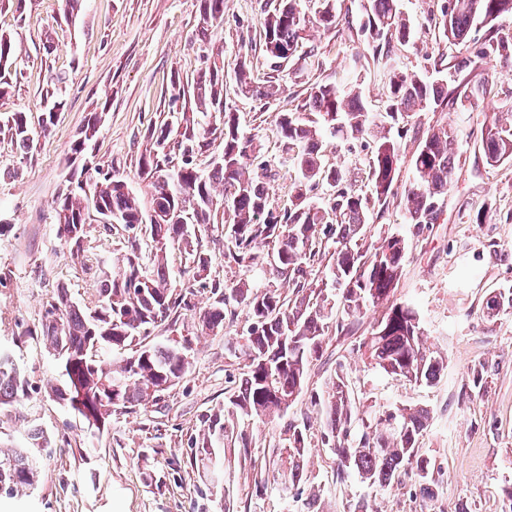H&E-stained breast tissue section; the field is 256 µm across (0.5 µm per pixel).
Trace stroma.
<instances>
[{"label":"stroma","instance_id":"35a3bbf8","mask_svg":"<svg viewBox=\"0 0 512 512\" xmlns=\"http://www.w3.org/2000/svg\"><path fill=\"white\" fill-rule=\"evenodd\" d=\"M261 3L224 0V22L212 27L203 42L197 36L198 0H82L69 22L61 0H0V32L15 39L17 70L8 94L0 97V117L25 111L34 125L42 100L56 92L64 101L58 120L32 153L20 154L8 135L0 134V351L12 356L31 393L0 408V448L28 449L40 471L31 489L0 499V512H300L299 503L280 486L257 489L239 460H231L223 488L216 492L188 463L205 420L228 401L244 370L226 342L241 333L243 321L216 336L198 327L200 311L214 300L211 282L288 286L269 269L248 270L225 259L228 225L207 224L196 233L193 246L207 261L205 272H197L184 252L169 256L170 284L188 303L153 328L149 340L186 343L190 349L184 377L160 400L131 413H113L104 429L88 428L49 396L50 387L63 381L62 360L34 334L58 289H67L79 306L95 307L97 282L131 250L145 256L151 248L142 225L132 230L120 224L86 225L78 251L57 236L54 200L70 164L69 146L88 113L104 114L94 139V166L125 179L141 202H148L139 161L151 129L173 114L195 110L192 99L174 90L173 76L190 80L210 61L222 59L226 102L241 129L259 144L260 160L274 172L270 185L280 208L288 202L290 179L277 137L278 112L301 104L309 84L353 76L367 107L384 109L372 51L358 32L361 0H339L335 30L310 29L319 63L297 84L269 66L260 40ZM440 4L402 0L413 37L401 47L400 59L429 77L435 74L432 57L449 59L457 53L439 38ZM243 59L257 82H279L277 101L237 95L234 75ZM62 73L67 83L55 85ZM471 78L490 88L479 107L420 112L396 132L395 194L383 212L372 213L367 226L371 239L394 234L407 242L392 299L415 308L425 340L443 353L439 381L416 386L372 369L354 353V345L370 335L384 313L383 307H371L355 319L351 334L329 333L324 354L309 365L304 392L290 411L291 417L300 416L310 393L321 390L339 368L364 406L430 409L421 448L441 464L443 479L433 512H501L502 489L512 484V313L490 319L482 312L490 293L512 289V164L489 166L479 149L487 113L512 110V67L487 64L474 76L460 75L453 90L465 91ZM446 124L459 132L454 176L436 219L417 227L408 224L403 208L413 180L410 160L429 130ZM372 152V141L364 137L339 146L334 155L351 170L356 188L368 184ZM479 363L486 383L474 393L469 372ZM35 427L43 430L46 448L30 440ZM308 436L304 476L322 490L320 512H348L360 497L373 512H424L410 480L386 491L353 477L337 482L319 426H312Z\"/></svg>","mask_w":512,"mask_h":512}]
</instances>
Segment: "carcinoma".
Returning a JSON list of instances; mask_svg holds the SVG:
<instances>
[{
    "label": "carcinoma",
    "instance_id": "1",
    "mask_svg": "<svg viewBox=\"0 0 512 512\" xmlns=\"http://www.w3.org/2000/svg\"><path fill=\"white\" fill-rule=\"evenodd\" d=\"M338 0H264L260 38L263 51L277 68H289L299 78L306 64L295 62L303 47L308 26L324 30L336 27ZM202 20L198 37L224 21V0H199ZM512 18V0H442L438 30L458 47L454 68L462 73L491 61L512 63V31L499 29L483 42L471 38L473 28ZM367 46L377 51L384 72L386 110L370 111L362 100L360 84L335 82L313 84L303 103L293 111L278 113L277 129L285 160L291 162L288 206L272 207L270 185L250 173L258 158L257 145L245 136L236 113L221 108L224 97V63L213 62L191 82L196 112L183 115L172 128L164 123L154 128L151 143L142 155L141 175L149 181L150 207L180 212L166 224H151L150 263H142L135 251L98 284V305L87 312L72 303L65 289L47 303L45 320L37 335L49 349L75 361L65 381L52 387L54 397L85 421L97 418L108 423L112 413L127 412L161 397L162 383L176 385L187 369V347L144 342L147 330L168 319L181 305L174 296L168 275V257L173 249L188 250L191 235L184 224L201 226L220 220L231 225L224 257L241 267L265 263L260 247H276L273 274L285 278L292 292L277 288H252L238 282L224 285V294L198 316L200 330L217 334L232 316L228 306L235 301L246 310V329L228 339L247 360L240 386L224 407L227 414L261 422L288 415L295 391H303L309 364L323 356L329 328L343 331L345 319L356 318L368 306H387L381 320L355 350L367 356L381 372L401 376L415 385L438 381L444 369L441 352L423 343L418 312L405 303H389L403 268L407 243L398 235L367 240L364 228L371 211L384 208L395 195L400 149L392 128L418 112L448 106V84L430 80L396 62L395 48L411 39L412 26L400 8V0H364L359 25ZM383 41L387 50L378 51ZM288 48L283 60L269 54L268 45ZM15 41L0 33V95L11 87ZM239 92L248 98L268 100L275 86L251 81L247 63L236 71ZM224 114V137L220 160L208 170L194 161L196 151L209 145L212 134L207 117ZM103 118L91 112L80 136L70 144V153L84 154ZM10 135L15 149L29 154L34 146L27 114L14 112L0 121V130ZM367 136L374 144L370 165V193L360 194L351 185L349 172L332 161L337 143ZM177 145L182 157L173 176L167 147ZM458 131L452 126L434 128L420 141L411 160L413 185L404 198L408 223H429L452 181ZM482 152L494 166L512 162V112H494L481 132ZM97 177L73 169L55 200L57 235L81 248L84 226L106 211L135 228L144 215L135 194L115 184L116 177L96 170ZM92 183L91 192L84 185ZM328 186L329 195L313 202L308 191ZM328 257L318 273H312L316 258ZM512 307V290L486 299L483 314L499 316V306ZM28 397L26 381L9 357L0 353V406ZM310 408L301 421L288 422V435L276 458L268 461L273 481L303 495V463L308 453V432L319 422L321 441L335 456L336 477L352 474L380 490L414 481L421 499L434 501L441 486V466L424 453L421 440L430 411L400 405L389 411H368L357 404L343 371L337 370L321 391L310 395ZM203 438L192 455L195 467L220 476L226 460L224 440L230 424L221 414L206 420ZM39 478L37 466L23 448L0 449V490L13 497L33 487Z\"/></svg>",
    "mask_w": 512,
    "mask_h": 512
}]
</instances>
